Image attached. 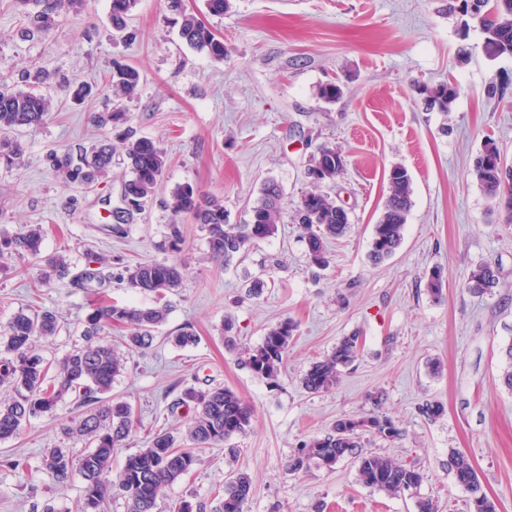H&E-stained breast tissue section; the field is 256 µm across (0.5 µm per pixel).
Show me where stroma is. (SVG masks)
<instances>
[{"label":"stroma","mask_w":512,"mask_h":512,"mask_svg":"<svg viewBox=\"0 0 512 512\" xmlns=\"http://www.w3.org/2000/svg\"><path fill=\"white\" fill-rule=\"evenodd\" d=\"M183 5L223 38L225 59L181 40L170 0H138L126 42L113 39L109 0H88L82 11L60 14L48 32L27 36L17 7L0 0V81L22 87L42 68L56 80L98 87L80 105L53 95L44 125L12 132L24 162L0 165V233L42 225L43 254L66 252L77 269L102 256L112 272L164 260L185 272L182 288L167 297L170 311L152 347L129 354L112 386L135 419L113 469L157 430L186 427V410H168L181 387L220 384L253 408L251 425L231 450L204 449L203 465L166 488L164 502H211L225 475L240 470L253 480L246 512H419L422 500L438 512H468L471 495L448 469L456 450L471 460L496 512H512V392L500 382L512 345V224L473 174L490 141L512 163V56H484L483 35L466 24L461 0H230L221 16L210 15L204 0ZM116 58L140 73L133 99L118 100L105 86ZM327 82L342 88L332 104L317 96ZM443 82L460 88L451 111H423L417 87ZM118 105L169 159L154 199L124 235L113 233L110 216L127 173L121 153L87 189L64 185L42 162L49 149L101 139L90 116ZM324 144L344 151L346 169L331 192L350 218L346 234L328 243L326 269L309 264L301 230L287 222L229 266L208 259L205 233L188 219L179 251L168 250L171 215L163 202L174 187L196 185L223 201L229 223L242 224L266 180L282 187L288 204L309 191L307 169ZM395 165L411 174L412 207L400 247L375 266L368 255ZM484 261L498 266L500 285L477 294L465 282ZM6 265L0 324L29 307L55 311L62 329L47 355L62 358L81 342L91 295L72 292L63 279L38 285L35 259ZM436 269L445 276L438 298L427 291ZM287 318L298 329L272 384L243 368L238 351ZM226 323L236 348L224 344ZM185 326L198 342L180 348L169 337ZM354 333L363 346L340 384L305 391L301 378L310 365ZM428 401L444 408L436 420L418 413ZM374 410L402 435L392 442L364 435L363 450L418 468V488L388 496L362 485L348 461L289 472L300 441L338 418ZM80 413L72 400L62 401L0 441V512L72 506L81 477L59 486L37 468ZM8 459L25 461L34 478L5 467Z\"/></svg>","instance_id":"1"}]
</instances>
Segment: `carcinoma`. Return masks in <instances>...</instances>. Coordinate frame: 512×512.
<instances>
[{"label":"carcinoma","mask_w":512,"mask_h":512,"mask_svg":"<svg viewBox=\"0 0 512 512\" xmlns=\"http://www.w3.org/2000/svg\"><path fill=\"white\" fill-rule=\"evenodd\" d=\"M86 0H16L20 11L21 32L35 29L47 32L55 17L69 10L80 11ZM464 9L484 35L482 48L491 57L512 55V0H463ZM137 0H110L109 11L114 29L126 28V17ZM171 8L181 15L180 36L192 48L222 60L227 55L224 40L217 36L196 14L182 9L180 0H171ZM140 83L138 70L119 60L112 61L106 86L127 98L137 93ZM62 90L75 102H82L93 91L85 83L64 84ZM426 109L449 112L460 94L456 85L441 83L418 90ZM49 99L31 89H15L0 85V163L8 167L22 163L23 148L8 134L19 127L37 128L47 119ZM92 121L108 132H117L124 148L129 178L123 184L126 207L112 212L115 224L112 232L126 233L124 224L133 214L144 209L154 197L168 155L160 143L137 135L128 126V114L122 111L102 112ZM112 137L52 149L43 162L52 173L70 187H89L97 183L112 167ZM475 175L484 193L505 210H512V177H502L496 165L477 160ZM389 194L384 210L374 226L370 258L378 263L389 257L400 245L408 213L412 207L411 176L401 166L388 173ZM327 182L316 181L312 190L288 208L284 205L279 185L268 181L259 200L251 208V222L229 224L224 204L191 183L178 186L166 206L173 222L169 225V249L177 251L182 244L179 220L190 217L206 233L209 257L226 265L258 240L273 236L284 218L303 230L306 256L319 268L326 267L328 240L342 235L349 226L346 210L323 190ZM42 227L31 224L22 233L0 236V258L28 256L41 262L38 284L48 285L56 279H68L75 292H89L103 287L116 277L129 287L154 296L150 306H128L96 299L83 321V344L57 361L48 359L44 347L59 333L56 313L44 309L33 313L20 310L0 329V384H8L14 395L0 403V440L20 434L24 424L35 416L53 412L58 403L72 397L79 407L89 411L65 429L69 438L85 443L88 450L74 455L72 449L57 446L48 449L39 470L54 483L65 484L73 474L82 477L80 496L68 512H109L115 498H123L125 512H159L161 492L188 476L201 463L200 452L228 442L250 426L254 412L235 391L224 386L206 389L187 387L174 404L192 410L193 415L185 435L159 431L146 446L129 455L118 475L112 473V457L116 449L126 446L134 434V412L130 404L112 399V384L125 370V358L103 336L104 328L118 324L127 329L125 347L131 351L150 348L155 331L169 313L165 297L181 287L185 273L175 262L128 264L119 272L103 273L98 267L70 271L65 255H41ZM499 283V271L489 261L475 265L468 276L467 288L483 292ZM297 324L285 319L265 334L262 343L244 352L241 365L256 377L275 383L282 375L284 360ZM360 336L344 337L334 350L311 364L302 377L309 393L330 391L340 383L342 372L351 366L360 353ZM368 433L383 440L400 438L401 430L389 417L371 412L358 418L342 417L330 431L301 442L288 463V471L299 472L309 463L319 460L326 465L352 457L359 481L388 496H398L417 488L422 473L413 466L398 463L386 455L358 453L361 435ZM451 468L458 484L472 494L470 512H496L495 504L483 493L477 472L470 460L460 452L451 453ZM252 490L251 477L242 471L230 473L222 485V495L216 505L181 500L168 506L169 512H244Z\"/></svg>","instance_id":"cac0c4a2"}]
</instances>
